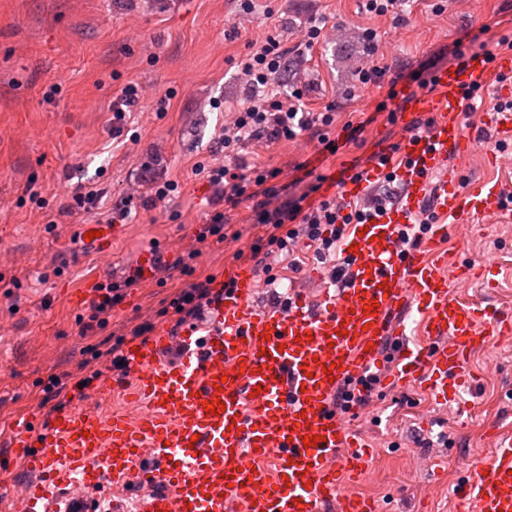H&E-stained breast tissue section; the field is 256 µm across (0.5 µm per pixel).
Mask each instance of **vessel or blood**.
I'll return each mask as SVG.
<instances>
[{
  "instance_id": "b4317fda",
  "label": "vessel or blood",
  "mask_w": 512,
  "mask_h": 512,
  "mask_svg": "<svg viewBox=\"0 0 512 512\" xmlns=\"http://www.w3.org/2000/svg\"><path fill=\"white\" fill-rule=\"evenodd\" d=\"M511 73L512 55L465 59L432 77L426 92H410L401 113L405 129L397 152H380L362 178L340 173L335 189L366 196L387 178L401 186L398 200L365 222L348 225L342 246L350 267L334 280L313 268L308 287L290 288L274 304L260 298L247 266L216 283L205 328L179 337L158 327L123 349L125 367L102 366L93 384L57 403L46 424L16 419L10 449L0 454V496L13 512H93L100 491L108 512H377L374 502L350 494L344 476L368 460L351 428L332 407L345 385H358L383 359V343L398 344L389 383L420 385L445 404L468 383L472 354L512 334V311H489L452 296L449 281L468 283V267L441 250L449 231L468 235L476 224H511L498 184L469 195L458 185L457 160L477 144L466 132L460 102L472 84ZM440 118L424 133L415 121ZM485 126L512 140V113L493 112ZM437 218L418 247L400 232L424 205ZM89 248L112 251L122 225L104 224ZM165 246L139 252L141 283L155 280L168 259ZM101 282L68 292L82 309L102 295ZM417 312L422 338L405 344V317ZM121 405L102 411L104 396ZM223 402L218 414L205 407ZM315 436L314 447L303 439ZM29 479L17 485L15 470ZM458 512H512V432H500L488 454L460 462Z\"/></svg>"
}]
</instances>
